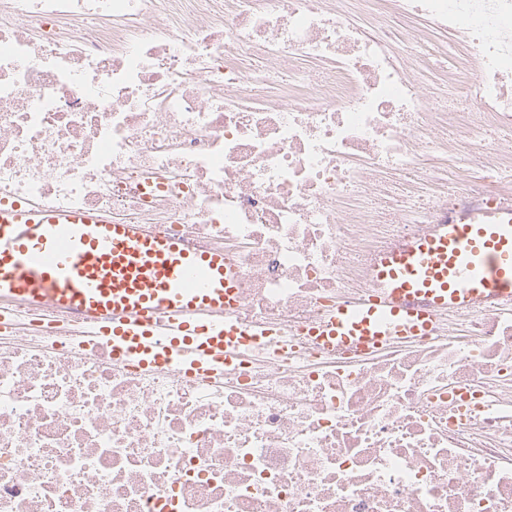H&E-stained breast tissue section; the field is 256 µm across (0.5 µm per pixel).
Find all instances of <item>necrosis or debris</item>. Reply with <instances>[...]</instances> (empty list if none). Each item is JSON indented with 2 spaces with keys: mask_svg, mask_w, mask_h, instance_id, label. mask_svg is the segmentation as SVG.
<instances>
[{
  "mask_svg": "<svg viewBox=\"0 0 512 512\" xmlns=\"http://www.w3.org/2000/svg\"><path fill=\"white\" fill-rule=\"evenodd\" d=\"M511 130L512 0H0V204L223 248L272 340L211 378L0 309V512H512V313L309 333L512 207Z\"/></svg>",
  "mask_w": 512,
  "mask_h": 512,
  "instance_id": "necrosis-or-debris-1",
  "label": "necrosis or debris"
}]
</instances>
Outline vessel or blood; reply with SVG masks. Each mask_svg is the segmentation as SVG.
I'll use <instances>...</instances> for the list:
<instances>
[{"label": "vessel or blood", "instance_id": "obj_1", "mask_svg": "<svg viewBox=\"0 0 512 512\" xmlns=\"http://www.w3.org/2000/svg\"><path fill=\"white\" fill-rule=\"evenodd\" d=\"M375 286L337 302L312 331L323 346L372 352L432 333L438 313L512 309V211L426 232L381 257ZM238 270L162 227L57 208L0 205V307L67 313L106 329L117 357L217 376L255 344L232 318Z\"/></svg>", "mask_w": 512, "mask_h": 512}]
</instances>
